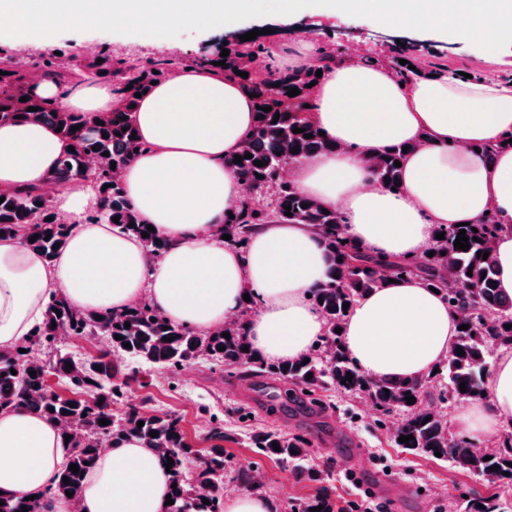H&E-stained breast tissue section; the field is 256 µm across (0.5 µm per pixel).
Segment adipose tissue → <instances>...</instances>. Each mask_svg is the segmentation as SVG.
Masks as SVG:
<instances>
[{"label": "adipose tissue", "mask_w": 512, "mask_h": 512, "mask_svg": "<svg viewBox=\"0 0 512 512\" xmlns=\"http://www.w3.org/2000/svg\"><path fill=\"white\" fill-rule=\"evenodd\" d=\"M29 86L37 96L62 98L79 115L101 116L122 103L107 83L80 82L64 92L41 76ZM309 109L310 121L338 148L290 165L291 180L342 212L349 240L364 252L414 259L433 245L438 227L476 224L495 212L509 226L493 241L497 280L512 297V149L491 161L471 150L512 132V84L443 73L404 85L385 66L348 58L314 85ZM131 120L145 148L121 181L166 249L152 253L112 225L90 223L102 197L89 180L55 188L54 211L70 233L53 261L22 236L0 239V353L29 338L54 294L96 313L145 301L203 334L240 315L257 357L278 361L307 353L325 331L309 301L326 268L319 233L307 224H263L244 253L220 234L225 213L243 198V181L227 162L254 127L243 82L211 64L186 65L154 85ZM404 142L415 149L399 188L373 182L369 159ZM68 148L51 125H0V190L44 186ZM247 293L253 306L243 300ZM457 321L441 295L408 278L364 297L344 342L370 377L414 378L447 357ZM489 390L487 401L456 414L459 434L488 439L512 418V351L499 358ZM64 457L55 424L22 407L0 412V493L42 497ZM169 491L158 453L131 440L101 450L79 501L45 499L44 512H166Z\"/></svg>", "instance_id": "ef3b65f1"}]
</instances>
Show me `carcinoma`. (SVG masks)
<instances>
[{"label": "carcinoma", "instance_id": "carcinoma-1", "mask_svg": "<svg viewBox=\"0 0 512 512\" xmlns=\"http://www.w3.org/2000/svg\"><path fill=\"white\" fill-rule=\"evenodd\" d=\"M267 53L262 45L242 46L229 49L225 58L216 56L214 61H225L224 73L235 75L244 71L239 59L247 57L259 61ZM399 58L407 60L397 65L396 75L407 82L418 76L419 71L409 69L415 64L416 48L405 46L398 49ZM103 63L93 60L87 65V74L99 77L110 73L121 77L118 91L122 95L123 107L96 120L79 116L66 109L59 99H47L32 95L28 91L24 65L13 54L0 50V124L39 120L52 124L60 130V136L73 146L59 159L49 175V182L65 186L82 177L91 180L102 195V208L91 215L89 221L113 223L116 227L143 238L145 246L154 253L163 251L167 243L158 239L141 219L128 200L120 179L114 173L122 170L135 155V150L144 148L141 139H132L136 127L126 119L132 106L137 104L136 93L152 88V82L169 79L181 65L174 59H163L154 69H144L122 61L114 63L112 57L100 55ZM319 80L316 70L304 73L292 70L271 72L261 82L248 77L243 82L256 94L254 109L256 121L253 134L239 151L242 162L230 163V167L249 181L253 195L232 211L224 215L223 234L231 235L230 242L244 246L250 234L261 224H309L321 235L327 255V267L321 284L311 292L313 307L325 320V333L318 343L303 357L267 363L256 359L251 351L243 350L249 345L247 334L239 322L228 323L224 331L202 335L190 326L175 324L147 302H141L127 311L102 314L97 319L95 312L75 309L62 297H55L46 306L43 321L34 329L23 345L26 352L14 350L0 354V411L23 406L45 420L62 424L61 435L70 436L64 449L68 453V465L56 472L46 485L47 498L64 497L66 492L78 498L83 489L86 472L93 466L100 452V443L105 440L118 446L127 439H136L149 448L157 449L162 459L172 458L170 474L176 489L171 492L174 504L167 512H224V474L232 473L238 486L250 491L262 487L256 471L242 464L230 467L224 456V448L218 442L224 440V427L217 425L210 430V439L215 445L201 455L185 440L180 419L162 415L155 411L131 407L121 416L112 413V402L123 396L122 387L108 384L112 378V361L108 356L120 354L135 364L160 369H178L197 360L204 359L220 369L250 365L256 371L284 379L311 392L320 388H333L348 396L369 400L377 411L382 429L396 441V446L406 451L421 452L428 456L441 453V459L489 480H512V434L495 446L493 450L481 451L469 441L448 436V427L441 412L422 406L427 397L426 383L434 378L442 380V388L432 401L439 405L457 404L476 399L485 393V378L490 373L494 350L503 345L512 346V299L502 295L500 289L492 288L497 281L493 256L486 258L477 253L492 252L494 238L502 230V224L493 213L483 222L465 226L470 248L466 251L454 247L460 228L440 227L445 239L435 240L418 261L402 260L390 263L388 275L377 272L379 261L360 252L350 243L344 242L343 215L300 192L293 183L279 177L281 163H294L315 154L331 152L336 143L319 135V129L306 117L309 101L307 85ZM292 88L299 94L290 97ZM26 96L28 100L20 101ZM271 111L264 112L262 108ZM279 119H274V116ZM80 126L74 131L72 127ZM305 130L295 133L293 129ZM311 138H304V134ZM297 153H292V149ZM109 155H103V152ZM252 158H245L246 153ZM406 154L402 146L395 145L381 154L372 167V176L380 184L389 180L387 188L400 182L402 168L394 162H404ZM116 168H111V162ZM264 161L266 165H254ZM0 237L24 233L26 239L38 236L30 247L48 261L58 253L54 245L64 246L69 234V225L56 216L51 199L40 189L18 192L0 191ZM307 207H302V204ZM291 207V216H286L285 207ZM149 232L144 238L142 234ZM433 256H428V253ZM472 275H467V271ZM417 276L427 288L437 289L448 306L458 314L457 325L468 329L456 332L448 357L441 362L439 372L428 373L419 378L398 380H374L359 369L345 350L343 334L334 332L345 328L349 314L364 296L388 285V280H399L401 276ZM349 304L343 308V304ZM130 327H125V323ZM229 333L230 338L223 337ZM121 339H115V336ZM61 336L95 338L107 340V349L99 351L93 359L76 358L72 354L57 351L46 359L43 349L52 346ZM173 341L165 342L163 338ZM130 347H125V344ZM225 350L220 351L218 347ZM465 355H458V350ZM72 368H66V365ZM101 370H96V367ZM16 374H11V370ZM36 372V376L29 372ZM352 374V381L346 380ZM313 378H308V375ZM56 375L68 386L70 395L62 396L49 391L47 378ZM465 384V392L459 385ZM416 402L407 404L406 397ZM106 419L107 425L99 424ZM144 426H137L138 422ZM157 436H150V432ZM413 436L407 443L398 442L400 436ZM280 446L275 451L273 445ZM253 445L265 456L278 461L295 464L298 476L310 481H322L330 469L316 470L306 464L308 442L297 435L259 432L253 437ZM490 460H484V457ZM196 469L195 479H190L187 465ZM79 467L78 473L70 465ZM499 470L492 472L490 467ZM69 482H62L63 478ZM209 500L210 504L203 503ZM323 506L320 512H334L335 504L330 495L323 493L300 503L297 512H312ZM36 501L22 496L0 495V512H35Z\"/></svg>", "mask_w": 512, "mask_h": 512}]
</instances>
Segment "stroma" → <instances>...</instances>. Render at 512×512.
<instances>
[{"label": "stroma", "instance_id": "stroma-1", "mask_svg": "<svg viewBox=\"0 0 512 512\" xmlns=\"http://www.w3.org/2000/svg\"><path fill=\"white\" fill-rule=\"evenodd\" d=\"M257 31L258 43L271 57L270 67H259L258 78L269 76L270 68L285 69L288 47L304 39L316 49L344 58L358 53L365 59L394 67L395 50L382 39L386 27L369 19L338 15L310 8L291 15H269L238 22L227 30L186 31L155 45L147 36L103 31L62 32L30 43L17 50L27 72L39 71L44 60L55 55L73 57L87 63L101 52L116 59L151 67L161 58L189 63L211 57L225 37L236 38ZM405 37L418 48L417 66L428 75L437 68L450 73L464 72L481 78L505 81L512 78V46L486 55L482 47L435 31L405 30ZM128 361L112 365V381L126 384L130 404L179 417L185 439L199 452L212 446L208 438L213 416L224 419V453L233 462L252 464L266 484L265 495L271 512H290L292 504L328 489L336 504L355 500V490L345 479L351 458H358L364 482L387 475L398 486L395 498L381 500L385 512H470L477 500L494 497L512 504V482L490 481L453 467L448 461L406 452L377 427L375 411L367 401H353L333 390H319L308 396L294 384H287L288 406H266L245 395V388L260 389L266 377L243 365L217 371L201 362L186 367L175 378L162 370L141 367L138 380L127 381ZM262 430L300 434L310 441L309 462L332 463L333 474L326 486L295 477L290 464L257 453L251 436ZM345 442L349 452L336 456L337 442Z\"/></svg>", "mask_w": 512, "mask_h": 512}]
</instances>
